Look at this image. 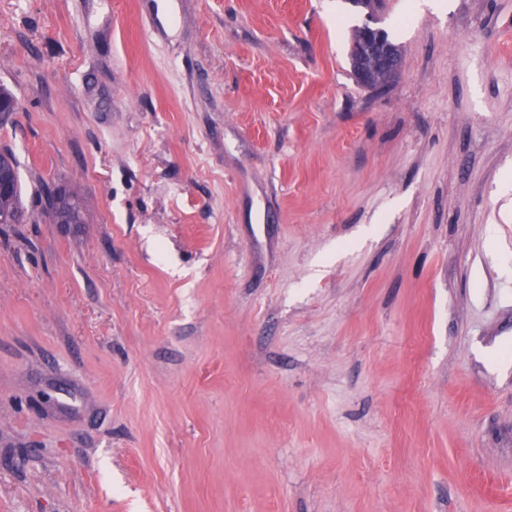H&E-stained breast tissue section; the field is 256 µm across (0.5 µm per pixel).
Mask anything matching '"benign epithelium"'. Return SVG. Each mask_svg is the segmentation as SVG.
<instances>
[{
    "instance_id": "obj_1",
    "label": "benign epithelium",
    "mask_w": 512,
    "mask_h": 512,
    "mask_svg": "<svg viewBox=\"0 0 512 512\" xmlns=\"http://www.w3.org/2000/svg\"><path fill=\"white\" fill-rule=\"evenodd\" d=\"M352 64L362 85L379 90L384 86L379 77L387 81L395 77L401 69L402 59L383 43L379 29L364 25L353 43Z\"/></svg>"
}]
</instances>
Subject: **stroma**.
I'll return each mask as SVG.
<instances>
[{
  "label": "stroma",
  "instance_id": "1",
  "mask_svg": "<svg viewBox=\"0 0 512 512\" xmlns=\"http://www.w3.org/2000/svg\"><path fill=\"white\" fill-rule=\"evenodd\" d=\"M171 3L0 0V512H512V0ZM385 32L386 40L401 56L399 47ZM393 48L383 43L379 29L370 25L362 26L352 47V64L358 79H356L357 83L379 90L384 86V83L379 80L381 75L386 82L395 77L401 69L402 59ZM2 163L10 169L14 179V189L11 194L0 196V224H19L22 217L21 185L19 167L16 157L8 150L0 151V171ZM46 211L70 216L77 224L83 223L81 205L73 195L65 190H57L45 194Z\"/></svg>",
  "mask_w": 512,
  "mask_h": 512
}]
</instances>
